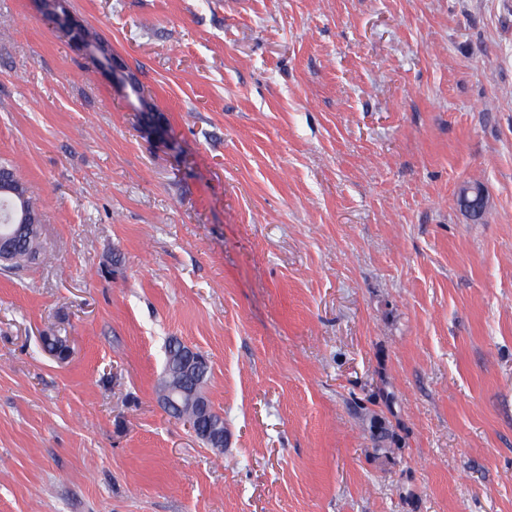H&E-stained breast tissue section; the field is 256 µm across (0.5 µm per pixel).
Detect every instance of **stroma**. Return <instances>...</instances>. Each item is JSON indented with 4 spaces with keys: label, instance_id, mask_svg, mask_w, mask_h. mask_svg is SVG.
I'll return each mask as SVG.
<instances>
[{
    "label": "stroma",
    "instance_id": "35a3bbf8",
    "mask_svg": "<svg viewBox=\"0 0 512 512\" xmlns=\"http://www.w3.org/2000/svg\"><path fill=\"white\" fill-rule=\"evenodd\" d=\"M69 6L166 134L0 0L53 257L0 270V512H512V0ZM173 338L223 451L157 399ZM457 202L465 212L478 215L486 209L488 199L482 185L470 182L458 188Z\"/></svg>",
    "mask_w": 512,
    "mask_h": 512
}]
</instances>
